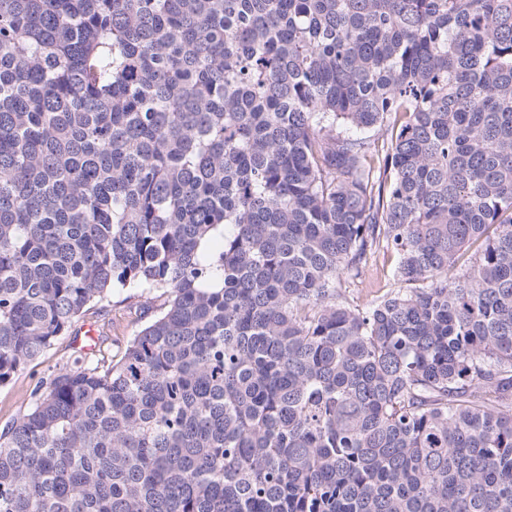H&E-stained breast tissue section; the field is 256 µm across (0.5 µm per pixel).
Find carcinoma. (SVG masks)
Masks as SVG:
<instances>
[{"mask_svg": "<svg viewBox=\"0 0 512 512\" xmlns=\"http://www.w3.org/2000/svg\"><path fill=\"white\" fill-rule=\"evenodd\" d=\"M116 289L0 512H512V0H0V386ZM394 264L391 253L385 255L381 251L371 265L366 268L359 279L349 281L343 286L347 288V298L354 306L364 307L394 288L390 269Z\"/></svg>", "mask_w": 512, "mask_h": 512, "instance_id": "obj_1", "label": "carcinoma"}]
</instances>
